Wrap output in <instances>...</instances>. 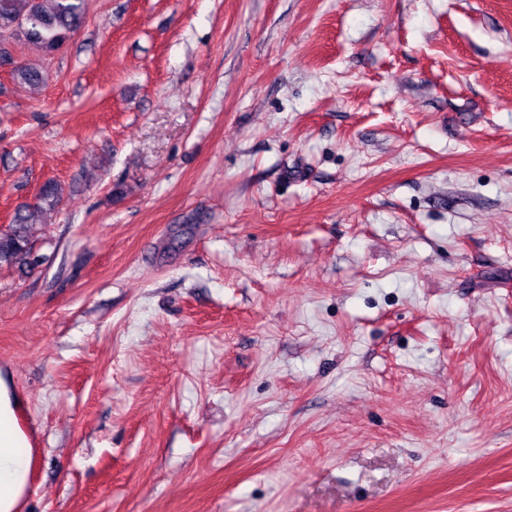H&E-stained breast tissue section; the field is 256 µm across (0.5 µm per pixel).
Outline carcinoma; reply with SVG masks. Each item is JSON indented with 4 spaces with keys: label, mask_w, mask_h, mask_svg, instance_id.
I'll list each match as a JSON object with an SVG mask.
<instances>
[{
    "label": "carcinoma",
    "mask_w": 512,
    "mask_h": 512,
    "mask_svg": "<svg viewBox=\"0 0 512 512\" xmlns=\"http://www.w3.org/2000/svg\"><path fill=\"white\" fill-rule=\"evenodd\" d=\"M84 18L85 0H0V33L22 38L46 55L59 51ZM13 75L27 85L45 82L44 71L33 65H18ZM58 200V187L49 181L42 186L37 202L24 203L15 210L11 224L0 230V268L25 274L35 266L29 228L46 223Z\"/></svg>",
    "instance_id": "obj_1"
}]
</instances>
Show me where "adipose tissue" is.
I'll use <instances>...</instances> for the list:
<instances>
[{
    "label": "adipose tissue",
    "mask_w": 512,
    "mask_h": 512,
    "mask_svg": "<svg viewBox=\"0 0 512 512\" xmlns=\"http://www.w3.org/2000/svg\"><path fill=\"white\" fill-rule=\"evenodd\" d=\"M19 409L15 391L0 377V512H22L31 491L32 445Z\"/></svg>",
    "instance_id": "obj_1"
}]
</instances>
